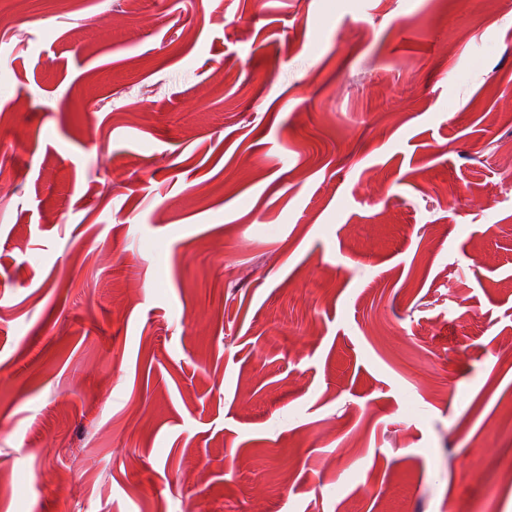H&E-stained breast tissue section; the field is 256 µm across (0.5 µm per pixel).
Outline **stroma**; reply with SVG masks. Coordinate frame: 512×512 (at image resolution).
<instances>
[{"mask_svg":"<svg viewBox=\"0 0 512 512\" xmlns=\"http://www.w3.org/2000/svg\"><path fill=\"white\" fill-rule=\"evenodd\" d=\"M9 2L0 512H512V0Z\"/></svg>","mask_w":512,"mask_h":512,"instance_id":"stroma-1","label":"stroma"}]
</instances>
